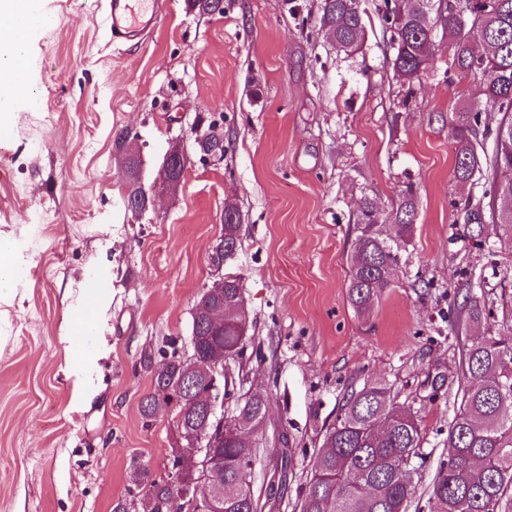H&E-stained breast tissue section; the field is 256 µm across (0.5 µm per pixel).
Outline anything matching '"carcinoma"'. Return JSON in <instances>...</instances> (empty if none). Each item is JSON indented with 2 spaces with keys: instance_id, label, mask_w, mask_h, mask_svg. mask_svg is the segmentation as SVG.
Masks as SVG:
<instances>
[{
  "instance_id": "obj_1",
  "label": "carcinoma",
  "mask_w": 512,
  "mask_h": 512,
  "mask_svg": "<svg viewBox=\"0 0 512 512\" xmlns=\"http://www.w3.org/2000/svg\"><path fill=\"white\" fill-rule=\"evenodd\" d=\"M191 8L206 14L224 13V0H189ZM385 19L392 31L396 76L409 85L433 64L437 33L428 22L431 0H384ZM318 31L333 46L351 57L363 52L367 30L360 0H322ZM442 31L451 37L458 79L478 77L483 83L482 103L468 104L452 113L455 161L453 177L464 187L479 176L486 193L502 201L491 213L501 236L512 240V177L499 173L512 169V0H451L446 4ZM503 114L496 129L486 126L485 113ZM494 135L492 155L481 156L478 138ZM463 210L468 235L484 232L482 211L470 201H455ZM415 198L412 187L400 191L396 210L383 214L370 199L362 202L356 218L355 261L349 272L348 298L359 312H368L390 287L400 253L413 245ZM241 214L234 204L224 206V259L241 249ZM396 234L385 233L387 224ZM244 294L237 277L224 282V332L215 336L196 327L199 355L204 361L224 351V400L233 406L224 428L255 431L266 412L263 397L237 388L227 363L245 350L250 320L237 324L232 302ZM468 317L494 316L485 297L467 296ZM191 362L178 349L163 350L151 369V389L141 400L143 415L162 409L163 390L175 388L187 376ZM461 401L448 424V457L436 468L429 488L431 512H502L507 491L512 490V320L495 333L471 339L464 352ZM185 423L204 427V406L184 396L176 409ZM424 435L416 412L397 401L382 383L348 392L335 421L327 428L314 458L310 476L298 502L300 512H408L415 494L412 474L423 468ZM223 456V512H260V497L252 486L258 450L224 438L217 447ZM172 473L153 479L142 492L166 504L170 501Z\"/></svg>"
}]
</instances>
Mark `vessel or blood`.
Segmentation results:
<instances>
[{"instance_id": "vessel-or-blood-1", "label": "vessel or blood", "mask_w": 512, "mask_h": 512, "mask_svg": "<svg viewBox=\"0 0 512 512\" xmlns=\"http://www.w3.org/2000/svg\"><path fill=\"white\" fill-rule=\"evenodd\" d=\"M163 0H106L101 25L112 41H134L157 25Z\"/></svg>"}]
</instances>
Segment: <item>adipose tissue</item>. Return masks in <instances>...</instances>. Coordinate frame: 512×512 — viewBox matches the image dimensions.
<instances>
[{
	"label": "adipose tissue",
	"instance_id": "ef3b65f1",
	"mask_svg": "<svg viewBox=\"0 0 512 512\" xmlns=\"http://www.w3.org/2000/svg\"><path fill=\"white\" fill-rule=\"evenodd\" d=\"M38 0H0V118L11 120L19 90L27 81V43L37 23L45 22Z\"/></svg>",
	"mask_w": 512,
	"mask_h": 512
}]
</instances>
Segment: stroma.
<instances>
[{
    "instance_id": "obj_1",
    "label": "stroma",
    "mask_w": 512,
    "mask_h": 512,
    "mask_svg": "<svg viewBox=\"0 0 512 512\" xmlns=\"http://www.w3.org/2000/svg\"><path fill=\"white\" fill-rule=\"evenodd\" d=\"M100 4L41 0L52 22L29 37L0 152V234L20 240L27 261L0 301V512H146L133 488L166 474L173 434L169 412L140 410L146 357L188 346L229 203L242 248L228 270L253 323L231 367L269 403L255 434L263 512H296L343 395L377 382L423 420L429 457L409 512H430L462 351L512 316V241L488 221L477 243L451 205L490 202L484 179L454 183L448 121L480 99V81L450 82L443 42L403 105L383 0H362L367 46L352 57L315 30L321 0H224L220 15L168 0L150 34L123 44L99 28ZM218 114L223 162L191 154L178 189L131 214L116 133H137L149 185L169 149L192 146L194 127ZM408 184L413 245L359 314L347 288L359 204L391 210ZM477 291L495 315L474 322L464 304ZM91 297L85 333L77 312ZM81 353L94 362L76 378Z\"/></svg>"
}]
</instances>
